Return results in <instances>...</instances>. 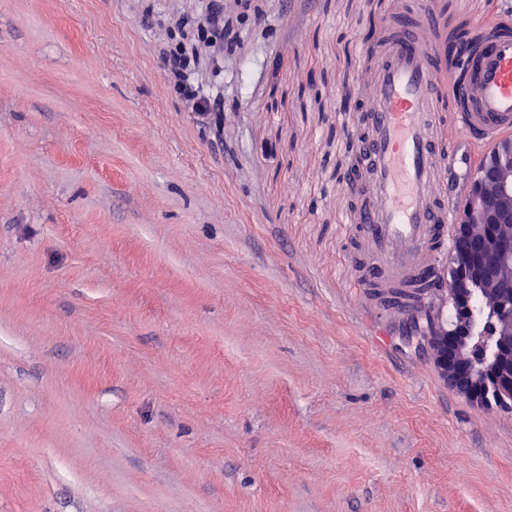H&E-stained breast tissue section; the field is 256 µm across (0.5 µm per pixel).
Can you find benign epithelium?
I'll list each match as a JSON object with an SVG mask.
<instances>
[{"label":"benign epithelium","instance_id":"obj_1","mask_svg":"<svg viewBox=\"0 0 512 512\" xmlns=\"http://www.w3.org/2000/svg\"><path fill=\"white\" fill-rule=\"evenodd\" d=\"M512 138L493 146L481 160L466 199L457 211L448 257V295L460 312L449 332L435 338L436 363L448 384L461 396L485 402L494 390L500 404L512 403ZM488 299L497 336L494 357L478 375L469 359L476 328L469 318L470 301Z\"/></svg>","mask_w":512,"mask_h":512}]
</instances>
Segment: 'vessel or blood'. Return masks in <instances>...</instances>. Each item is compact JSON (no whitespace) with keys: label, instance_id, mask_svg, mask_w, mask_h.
<instances>
[{"label":"vessel or blood","instance_id":"vessel-or-blood-1","mask_svg":"<svg viewBox=\"0 0 512 512\" xmlns=\"http://www.w3.org/2000/svg\"><path fill=\"white\" fill-rule=\"evenodd\" d=\"M435 0H404L379 51L361 118V149L351 170L366 197L355 226L361 244L352 263L374 300L394 288L437 285V258L448 247L455 203L444 176L454 168L444 131L454 128L475 152L512 137V24L484 20L470 27L461 56H448L456 78L453 111L439 104L438 67L427 33Z\"/></svg>","mask_w":512,"mask_h":512}]
</instances>
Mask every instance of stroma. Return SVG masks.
Returning <instances> with one entry per match:
<instances>
[{
  "instance_id": "35a3bbf8",
  "label": "stroma",
  "mask_w": 512,
  "mask_h": 512,
  "mask_svg": "<svg viewBox=\"0 0 512 512\" xmlns=\"http://www.w3.org/2000/svg\"><path fill=\"white\" fill-rule=\"evenodd\" d=\"M398 2L254 0L217 126L163 56L210 0H0V512H512V410L350 259Z\"/></svg>"
}]
</instances>
